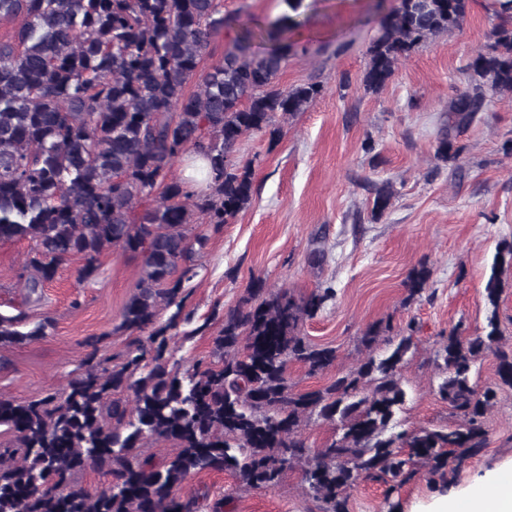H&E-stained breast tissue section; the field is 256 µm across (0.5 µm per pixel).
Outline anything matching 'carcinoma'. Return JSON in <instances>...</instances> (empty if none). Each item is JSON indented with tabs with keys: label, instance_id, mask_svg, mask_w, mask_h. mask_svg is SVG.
Wrapping results in <instances>:
<instances>
[{
	"label": "carcinoma",
	"instance_id": "1",
	"mask_svg": "<svg viewBox=\"0 0 512 512\" xmlns=\"http://www.w3.org/2000/svg\"><path fill=\"white\" fill-rule=\"evenodd\" d=\"M284 2L287 14L241 27L224 56L201 71L213 35L226 25L221 0H0V21H20L0 37V241L34 242L24 281L32 293L71 256L83 260L82 280L112 247L140 258L122 326L147 334L119 367L90 354L60 397L0 398V427L16 434L20 449L17 461L0 453V512H198V497L180 493L191 476L230 470L249 487L272 489L300 460L324 512H348L347 490L360 478L396 487L422 462L444 479L487 447L484 417L494 391L480 394L472 383L479 358L495 354L499 383L512 387V351L498 346L494 312L484 334L452 331L437 351L447 370L439 392L460 418L453 427L395 431L410 335L322 389L290 390L288 362L315 373L336 360V350L300 332L325 293L299 302L286 291L267 296L254 281L242 303L224 313L214 340L221 364H198L183 379L168 369L167 333L179 324L183 284L197 275L196 247L206 240L190 228L195 215L216 229L232 223L253 197L251 164L234 158L241 138L278 136L277 117L305 111L324 92L319 82L279 83L303 7V0ZM469 2L399 0L370 44L363 86L382 89L400 59L460 29ZM494 2L502 23L468 63L469 89L448 111L456 127L481 110L486 92L512 93V0ZM256 42L263 50L253 49ZM193 78L198 89L191 92ZM189 151L209 162L208 191L196 197L171 174ZM459 156L448 137L438 138V160ZM392 196L390 183L377 186L373 214ZM505 265L512 267L510 241L497 245L485 286L494 309ZM428 279L426 267L413 270L409 296ZM162 302L176 311L159 325ZM25 321L22 311L0 315V347L53 326L46 318L22 331ZM125 389L135 394L132 408L113 398ZM313 415L338 430L314 453L298 433ZM145 439L173 441L178 451L158 461L140 451ZM91 466L112 475L95 495L72 486Z\"/></svg>",
	"mask_w": 512,
	"mask_h": 512
}]
</instances>
